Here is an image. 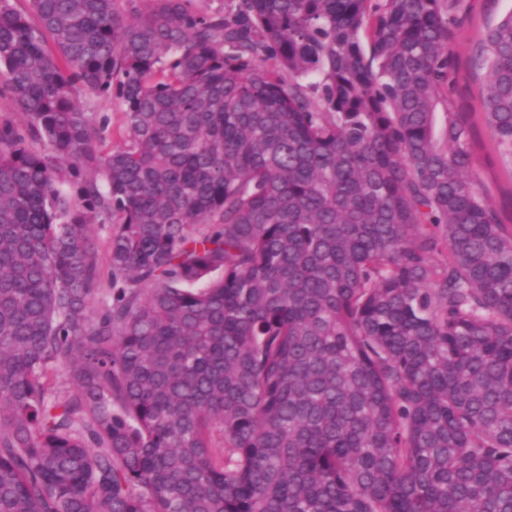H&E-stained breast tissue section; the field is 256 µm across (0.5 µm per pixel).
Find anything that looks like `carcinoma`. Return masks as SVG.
Wrapping results in <instances>:
<instances>
[{"label":"carcinoma","instance_id":"1","mask_svg":"<svg viewBox=\"0 0 512 512\" xmlns=\"http://www.w3.org/2000/svg\"><path fill=\"white\" fill-rule=\"evenodd\" d=\"M19 2L0 512H512V232L449 0ZM477 60L512 165V11ZM512 7V0H457L450 15V48L456 61L453 103L466 126L473 153L474 179L502 224L512 229V167L494 151L493 132L485 121L483 79L474 62L477 45L487 26ZM98 111L107 113L111 117L112 145L119 144L120 135L125 134V118L122 109L116 102L103 100L98 104Z\"/></svg>","mask_w":512,"mask_h":512}]
</instances>
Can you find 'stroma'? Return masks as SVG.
<instances>
[{
	"mask_svg": "<svg viewBox=\"0 0 512 512\" xmlns=\"http://www.w3.org/2000/svg\"><path fill=\"white\" fill-rule=\"evenodd\" d=\"M511 10L512 0H453L449 29L457 68L453 103L458 119L469 133L472 174L502 224L512 228V166L503 162L494 150L493 132L482 108L486 90L474 62L486 27Z\"/></svg>",
	"mask_w": 512,
	"mask_h": 512,
	"instance_id": "1",
	"label": "stroma"
}]
</instances>
